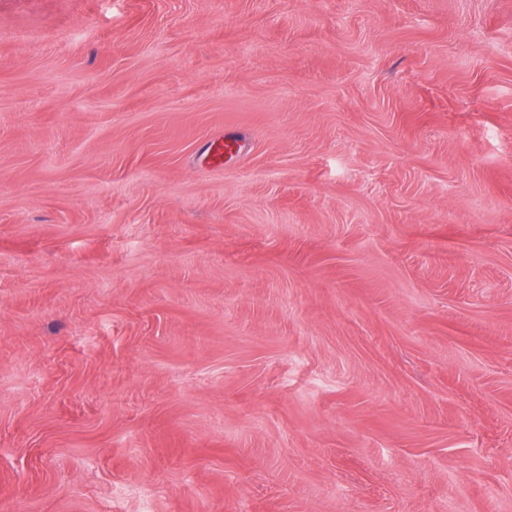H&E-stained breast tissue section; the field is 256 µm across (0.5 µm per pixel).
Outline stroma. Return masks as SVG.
Returning <instances> with one entry per match:
<instances>
[{
	"label": "stroma",
	"mask_w": 512,
	"mask_h": 512,
	"mask_svg": "<svg viewBox=\"0 0 512 512\" xmlns=\"http://www.w3.org/2000/svg\"><path fill=\"white\" fill-rule=\"evenodd\" d=\"M0 512H512V0H0Z\"/></svg>",
	"instance_id": "stroma-1"
}]
</instances>
